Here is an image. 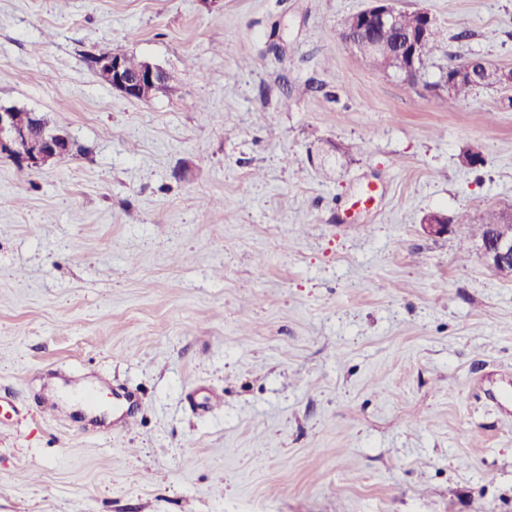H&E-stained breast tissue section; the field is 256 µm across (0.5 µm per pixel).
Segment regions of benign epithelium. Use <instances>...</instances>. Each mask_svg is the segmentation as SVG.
<instances>
[{"label": "benign epithelium", "mask_w": 512, "mask_h": 512, "mask_svg": "<svg viewBox=\"0 0 512 512\" xmlns=\"http://www.w3.org/2000/svg\"><path fill=\"white\" fill-rule=\"evenodd\" d=\"M422 22L416 34L408 37L404 51L411 61L409 70L400 73L403 80L415 83L425 65L420 57V47L427 34L437 27L431 13L421 11ZM398 12L393 0H370V6L359 11L353 18V26L364 31L367 28L392 29L398 26ZM93 69L101 79L128 99L139 100L146 90L168 80V74L160 66L145 62L139 69L130 72L122 58L112 56L93 62ZM448 71L457 79L466 80L477 87L497 84L505 88L512 86V69L492 70L480 57H470L462 63L448 66ZM70 149L69 136L64 132H31L16 123L15 112L0 105V156L11 158L23 171H37L48 163L62 159ZM424 229L431 235H444L451 231L446 218L433 212L424 219ZM481 259L500 273L512 274V236L493 229L487 239L480 241Z\"/></svg>", "instance_id": "benign-epithelium-1"}]
</instances>
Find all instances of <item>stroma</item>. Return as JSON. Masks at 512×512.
I'll return each mask as SVG.
<instances>
[{
	"label": "stroma",
	"instance_id": "1",
	"mask_svg": "<svg viewBox=\"0 0 512 512\" xmlns=\"http://www.w3.org/2000/svg\"><path fill=\"white\" fill-rule=\"evenodd\" d=\"M394 4L443 30L412 88L367 0H0V103L77 145L0 157V512H512V277L454 221L512 207V88L439 85L512 68V0ZM400 10V21L397 31L386 30L381 31L378 35L380 44L379 51L374 53L371 46L364 38H360V46L358 52L360 57L368 62L373 67L379 69L382 65V60L389 55L395 54L399 49L398 39L401 35H410L418 26L420 22V15L417 10ZM111 54L112 52L103 53ZM120 56L112 55V58H100L93 62L96 56H92L89 62L93 63V69L101 79L112 85V88L128 99L141 100L146 90L165 83L168 74L160 66L145 62L136 58L133 54L118 53ZM122 59L128 70L123 65ZM141 66V67H140ZM140 67V68H139ZM448 72H451L456 79L466 80L477 87L497 84L505 88L512 86V69H496L492 70L486 62L479 57H470L462 63L452 64L448 66ZM468 82L455 83L448 87L449 97L451 93L455 96H466L474 86Z\"/></svg>",
	"mask_w": 512,
	"mask_h": 512
}]
</instances>
